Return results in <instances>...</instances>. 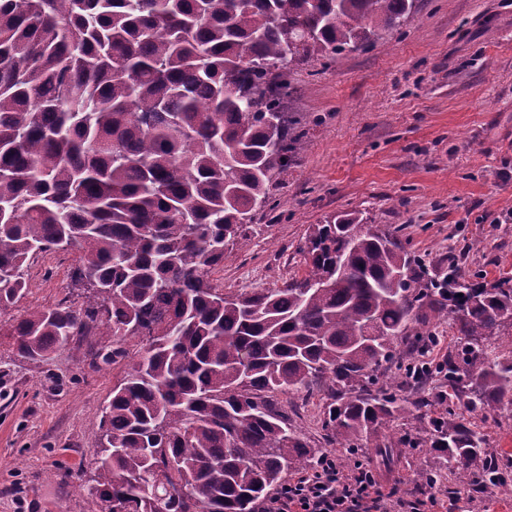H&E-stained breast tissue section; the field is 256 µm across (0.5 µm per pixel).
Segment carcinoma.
Instances as JSON below:
<instances>
[{
    "instance_id": "carcinoma-1",
    "label": "carcinoma",
    "mask_w": 512,
    "mask_h": 512,
    "mask_svg": "<svg viewBox=\"0 0 512 512\" xmlns=\"http://www.w3.org/2000/svg\"><path fill=\"white\" fill-rule=\"evenodd\" d=\"M414 3L0 0V310L26 294L33 256L66 245L85 291L80 309L29 312L16 350L37 363L110 336L95 358L113 365L146 339L102 410L85 488L112 512H258L327 455L274 401L315 387L329 446L424 442L471 491L504 481L505 455L426 418L421 390L441 374L450 414L512 406V357L487 346L512 326V277L433 280L402 229L340 214L298 245L304 275L240 294L214 278L305 148L283 112L293 69L373 45ZM444 319L458 344L425 368L435 337L411 324ZM388 364L416 391L380 385ZM412 413L426 440L383 436Z\"/></svg>"
}]
</instances>
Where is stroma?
Instances as JSON below:
<instances>
[{
  "label": "stroma",
  "mask_w": 512,
  "mask_h": 512,
  "mask_svg": "<svg viewBox=\"0 0 512 512\" xmlns=\"http://www.w3.org/2000/svg\"><path fill=\"white\" fill-rule=\"evenodd\" d=\"M284 110L311 124L297 164L280 176L271 209L243 246L226 254L225 291L277 288L305 272L296 247L326 216L362 213L370 223L408 225V248L432 278L457 266L466 279L512 277V0H416L401 31L367 50L310 62L292 75ZM73 251L30 261V289L0 312V512H100L77 491L92 477L101 408L128 368L94 363L73 339L41 363L19 357L10 331L36 307L84 301L71 279ZM489 447L512 450V418L457 407ZM366 456L400 497H424L412 467L437 455L406 449L386 467ZM448 512H512V482L460 493Z\"/></svg>",
  "instance_id": "stroma-1"
}]
</instances>
